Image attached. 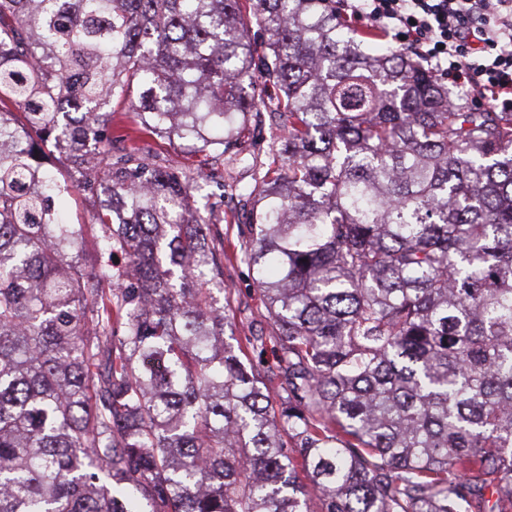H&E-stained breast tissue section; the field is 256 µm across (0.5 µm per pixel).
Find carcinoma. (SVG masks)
<instances>
[{"instance_id": "cac0c4a2", "label": "carcinoma", "mask_w": 512, "mask_h": 512, "mask_svg": "<svg viewBox=\"0 0 512 512\" xmlns=\"http://www.w3.org/2000/svg\"><path fill=\"white\" fill-rule=\"evenodd\" d=\"M251 119L264 370L202 176L137 145ZM48 146L112 196L90 251ZM0 512H512V112L336 0H0Z\"/></svg>"}]
</instances>
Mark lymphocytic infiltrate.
I'll return each instance as SVG.
<instances>
[{
  "instance_id": "1",
  "label": "lymphocytic infiltrate",
  "mask_w": 512,
  "mask_h": 512,
  "mask_svg": "<svg viewBox=\"0 0 512 512\" xmlns=\"http://www.w3.org/2000/svg\"><path fill=\"white\" fill-rule=\"evenodd\" d=\"M344 12L403 39L471 102L512 112V0H342Z\"/></svg>"
}]
</instances>
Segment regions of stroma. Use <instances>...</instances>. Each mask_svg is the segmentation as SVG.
<instances>
[{
    "mask_svg": "<svg viewBox=\"0 0 512 512\" xmlns=\"http://www.w3.org/2000/svg\"><path fill=\"white\" fill-rule=\"evenodd\" d=\"M140 146L146 154L162 158L170 169L199 168L204 174L224 183L223 195L213 199L215 209L223 212L224 219L212 226L210 235L215 244L224 249V282L231 288L225 314L237 336L265 337L263 361L273 364L274 342L267 312L258 298L251 271L236 258L242 243L240 231L247 224L248 217L240 207L232 185L236 179L244 177L243 166L210 163L205 154L191 152L163 134L142 140Z\"/></svg>",
    "mask_w": 512,
    "mask_h": 512,
    "instance_id": "35a3bbf8",
    "label": "stroma"
}]
</instances>
